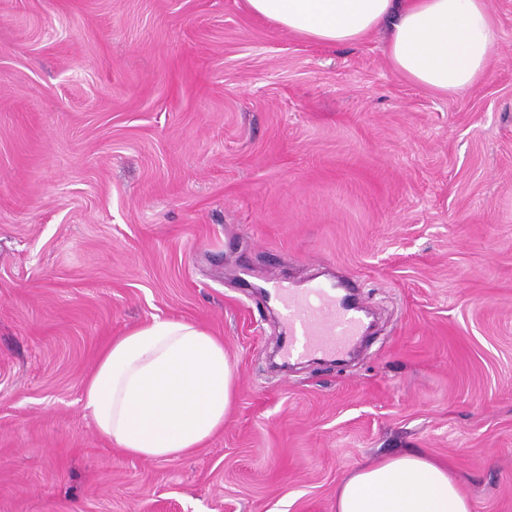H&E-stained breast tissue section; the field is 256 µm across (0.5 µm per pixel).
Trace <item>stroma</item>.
I'll return each mask as SVG.
<instances>
[{
	"instance_id": "obj_1",
	"label": "stroma",
	"mask_w": 512,
	"mask_h": 512,
	"mask_svg": "<svg viewBox=\"0 0 512 512\" xmlns=\"http://www.w3.org/2000/svg\"><path fill=\"white\" fill-rule=\"evenodd\" d=\"M487 77L433 94L386 29L315 45L245 0H0V512H336L420 452L512 512V0ZM355 280L358 358L282 370L270 274ZM176 317L235 365L177 460L97 432L113 337Z\"/></svg>"
}]
</instances>
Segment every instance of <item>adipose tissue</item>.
Returning <instances> with one entry per match:
<instances>
[{"label": "adipose tissue", "instance_id": "adipose-tissue-1", "mask_svg": "<svg viewBox=\"0 0 512 512\" xmlns=\"http://www.w3.org/2000/svg\"><path fill=\"white\" fill-rule=\"evenodd\" d=\"M248 10L303 40L355 43L388 27L393 69L440 94L485 78L500 40L487 0H246ZM235 396L223 342L182 319L156 318L115 337L81 402L97 431L131 455L179 459L224 425ZM336 512H471L449 469L411 453L347 477Z\"/></svg>", "mask_w": 512, "mask_h": 512}]
</instances>
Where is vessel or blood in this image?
I'll return each mask as SVG.
<instances>
[{
  "label": "vessel or blood",
  "mask_w": 512,
  "mask_h": 512,
  "mask_svg": "<svg viewBox=\"0 0 512 512\" xmlns=\"http://www.w3.org/2000/svg\"><path fill=\"white\" fill-rule=\"evenodd\" d=\"M266 293L288 324L285 358L319 354L336 359L354 348L363 333V307L340 294L337 285L294 286L273 275L266 282Z\"/></svg>",
  "instance_id": "b4317fda"
}]
</instances>
